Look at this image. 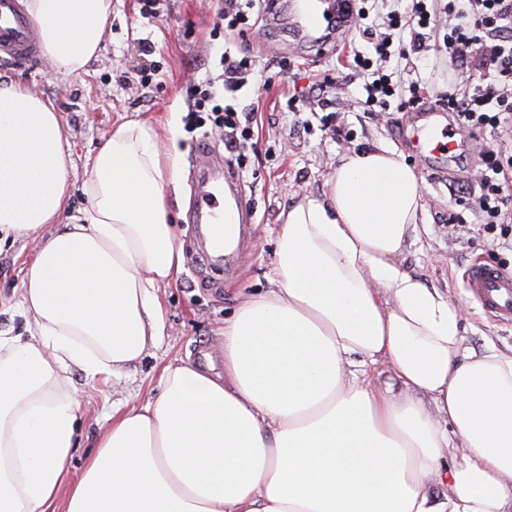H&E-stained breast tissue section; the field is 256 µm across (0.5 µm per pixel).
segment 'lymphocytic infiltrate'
<instances>
[{
    "label": "lymphocytic infiltrate",
    "mask_w": 512,
    "mask_h": 512,
    "mask_svg": "<svg viewBox=\"0 0 512 512\" xmlns=\"http://www.w3.org/2000/svg\"><path fill=\"white\" fill-rule=\"evenodd\" d=\"M379 0H352L353 23L371 41L369 51L357 53L355 70L362 75L367 107L389 106L401 99L391 62L405 59L404 39L414 53L448 60L459 74L448 94V108L459 127H483L494 137L481 154L479 193L475 209L486 225L512 223V0H446L435 9L431 0H408L405 8L379 13ZM445 15L448 28L434 40L437 17ZM221 85L204 82L197 88L184 118L193 132L208 126L223 130L228 152L247 139L252 120L248 106L227 103V94L239 91L250 60L231 51L220 55ZM483 71L487 81H465L464 73Z\"/></svg>",
    "instance_id": "lymphocytic-infiltrate-1"
}]
</instances>
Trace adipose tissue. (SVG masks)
Wrapping results in <instances>:
<instances>
[{"label": "adipose tissue", "mask_w": 512, "mask_h": 512, "mask_svg": "<svg viewBox=\"0 0 512 512\" xmlns=\"http://www.w3.org/2000/svg\"><path fill=\"white\" fill-rule=\"evenodd\" d=\"M67 75L100 50L112 0H26ZM174 130L116 126L69 191L52 102L0 83V234L40 240L28 334L0 343V512H512V356L462 347L460 308L397 261L422 210L401 153L344 155L281 213L263 293L224 321V371L170 364L157 396L79 448L71 369L117 375L164 328L183 254L169 216ZM55 233L41 237L44 225Z\"/></svg>", "instance_id": "ef3b65f1"}]
</instances>
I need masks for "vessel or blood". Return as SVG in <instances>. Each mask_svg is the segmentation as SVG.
Segmentation results:
<instances>
[{"label":"vessel or blood","instance_id":"obj_1","mask_svg":"<svg viewBox=\"0 0 512 512\" xmlns=\"http://www.w3.org/2000/svg\"><path fill=\"white\" fill-rule=\"evenodd\" d=\"M345 0H337L335 8L321 9L319 0H299L293 22L313 46L326 45L328 40H343L348 33L345 23ZM38 56L35 25L22 10L19 0H0V61H32ZM421 139L425 155L455 153L460 144L457 132L444 113L421 111ZM234 177L222 157H212L203 166L199 193L191 211L190 221L196 224L206 253L219 259L224 255V192L233 188ZM465 284L490 313L512 318V273H505L477 262L466 272Z\"/></svg>","mask_w":512,"mask_h":512}]
</instances>
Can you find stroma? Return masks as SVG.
Listing matches in <instances>:
<instances>
[{"mask_svg":"<svg viewBox=\"0 0 512 512\" xmlns=\"http://www.w3.org/2000/svg\"><path fill=\"white\" fill-rule=\"evenodd\" d=\"M143 4L112 0L110 33L81 75L57 73L44 57L34 65L9 63L0 70V83L48 97L61 116L70 181L67 215L85 208L82 184L114 127L139 120L161 130L172 126L177 132L175 142L164 148L176 150L179 157L180 185L170 203L185 261L174 281L158 290L165 330L139 362L116 377L89 380L81 371H71L68 389L80 403L82 447L70 463L71 473L80 471L84 450L94 447L113 409L145 402L155 393L165 365L199 363L205 351L215 369H222L224 319L248 295L267 288L281 212L300 195L321 194L340 158L351 151L394 148L419 173L420 239L407 246L399 262L447 291L449 300L461 308L465 346L512 354V321L484 313L463 280L476 261L512 272V247L503 246L499 229L481 225L472 206L479 193L473 180L479 153L491 143L488 132L460 129L466 149L447 161L446 172H438L428 167L416 145L412 105L365 111L364 81L352 67L354 52L368 46L362 32L349 33L345 42L318 56L302 48L287 20L277 19L269 8L261 22L239 32L224 30L221 24L224 0H157L153 18L143 16ZM226 47L251 60L238 97L241 104L258 106L253 138L242 147L248 163L238 172L251 223L245 249L229 274L191 263L197 244L188 222L192 172L206 163L207 152L223 151L224 138L216 130L207 144H200L199 133L187 132L182 121L193 83L219 76V58ZM147 63L156 65L158 74L144 83L138 71ZM395 78L405 88L419 80L428 82L431 107L453 84L446 65L415 54ZM292 96L304 101L299 111L286 106ZM36 248V240L27 235L0 243L1 338L26 333L21 280Z\"/></svg>","mask_w":512,"mask_h":512,"instance_id":"obj_1","label":"stroma"}]
</instances>
